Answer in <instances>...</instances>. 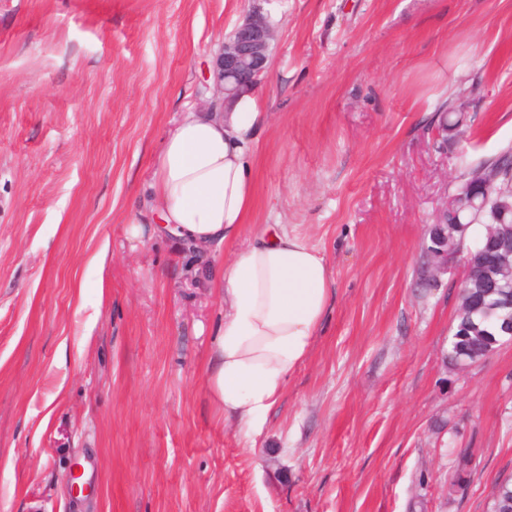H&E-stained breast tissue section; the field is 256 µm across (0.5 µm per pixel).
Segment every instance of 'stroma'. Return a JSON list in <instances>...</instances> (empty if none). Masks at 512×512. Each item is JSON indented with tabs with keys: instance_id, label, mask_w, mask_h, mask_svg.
<instances>
[{
	"instance_id": "35a3bbf8",
	"label": "stroma",
	"mask_w": 512,
	"mask_h": 512,
	"mask_svg": "<svg viewBox=\"0 0 512 512\" xmlns=\"http://www.w3.org/2000/svg\"><path fill=\"white\" fill-rule=\"evenodd\" d=\"M255 10L276 39L244 234L290 225L333 288L247 438L211 398L224 302L196 277L235 244L204 261L128 219ZM444 100L466 137L442 142ZM508 150L512 0H0V512H491L512 341L451 368L460 276L416 282L447 178Z\"/></svg>"
}]
</instances>
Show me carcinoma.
Segmentation results:
<instances>
[{"label":"carcinoma","mask_w":512,"mask_h":512,"mask_svg":"<svg viewBox=\"0 0 512 512\" xmlns=\"http://www.w3.org/2000/svg\"><path fill=\"white\" fill-rule=\"evenodd\" d=\"M439 127L456 131L464 125L458 113H452L451 102H443L437 109ZM484 164L497 170L499 179L497 188L489 193L488 200L482 208L470 205V197L465 195L455 202L458 217L467 225L487 228L503 218L512 220V154L504 152ZM465 287L475 290V301L459 300L452 330H459L467 336L462 346H452L448 354L455 360L474 359L488 347L491 336L500 335L498 323L506 315L498 303V289L486 288L481 283L468 279ZM496 497L493 499V512H512V478L495 485Z\"/></svg>","instance_id":"obj_1"}]
</instances>
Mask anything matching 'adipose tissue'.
<instances>
[{"label":"adipose tissue","instance_id":"1","mask_svg":"<svg viewBox=\"0 0 512 512\" xmlns=\"http://www.w3.org/2000/svg\"><path fill=\"white\" fill-rule=\"evenodd\" d=\"M266 119L254 89L224 112L182 113L154 160L151 233L208 246L249 224L251 145ZM224 319L214 329L208 386L226 423L260 433L289 376L310 356L331 297L323 252L286 224H266L219 270Z\"/></svg>","mask_w":512,"mask_h":512}]
</instances>
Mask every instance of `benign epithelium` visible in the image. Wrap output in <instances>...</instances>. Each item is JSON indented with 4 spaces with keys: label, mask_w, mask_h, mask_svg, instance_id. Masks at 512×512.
<instances>
[{
    "label": "benign epithelium",
    "mask_w": 512,
    "mask_h": 512,
    "mask_svg": "<svg viewBox=\"0 0 512 512\" xmlns=\"http://www.w3.org/2000/svg\"><path fill=\"white\" fill-rule=\"evenodd\" d=\"M275 31L259 13L248 15L224 41L217 57V87L211 100L206 102L210 110H223L235 93L236 88L249 83L257 84L264 75L270 57ZM463 225L431 224L428 226L430 243L425 245L426 263L419 269L420 279L431 288L439 287L452 267L463 268L469 275L472 267L491 281V287L501 289L499 297L512 308V290L500 283L495 273L507 275L512 267V225L496 224L487 228V244L497 253L499 262L491 267L483 263H474L473 254L462 248L456 233Z\"/></svg>",
    "instance_id": "benign-epithelium-1"
}]
</instances>
